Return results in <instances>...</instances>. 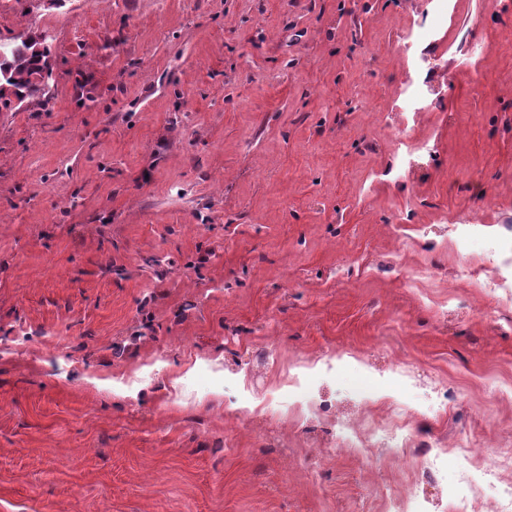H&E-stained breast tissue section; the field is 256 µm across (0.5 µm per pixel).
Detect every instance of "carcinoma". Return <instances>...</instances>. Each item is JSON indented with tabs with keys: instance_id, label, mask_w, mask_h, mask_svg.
Instances as JSON below:
<instances>
[{
	"instance_id": "1",
	"label": "carcinoma",
	"mask_w": 512,
	"mask_h": 512,
	"mask_svg": "<svg viewBox=\"0 0 512 512\" xmlns=\"http://www.w3.org/2000/svg\"><path fill=\"white\" fill-rule=\"evenodd\" d=\"M49 54L50 48L44 40L28 37L10 42L6 59L0 62V70L7 73L5 78L0 76V82L8 86L7 91H0V105L10 106L15 96L24 100L35 99L41 103L50 101L51 82L54 78L45 76L42 68V61Z\"/></svg>"
}]
</instances>
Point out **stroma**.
Listing matches in <instances>:
<instances>
[{"label": "stroma", "mask_w": 512, "mask_h": 512, "mask_svg": "<svg viewBox=\"0 0 512 512\" xmlns=\"http://www.w3.org/2000/svg\"><path fill=\"white\" fill-rule=\"evenodd\" d=\"M40 34L49 107L0 108V512H500L512 0H0Z\"/></svg>", "instance_id": "obj_1"}]
</instances>
